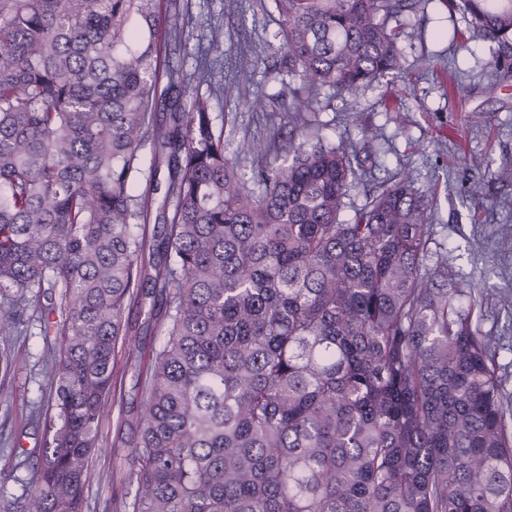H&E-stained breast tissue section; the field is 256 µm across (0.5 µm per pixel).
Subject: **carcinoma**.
Segmentation results:
<instances>
[{"instance_id":"obj_1","label":"carcinoma","mask_w":512,"mask_h":512,"mask_svg":"<svg viewBox=\"0 0 512 512\" xmlns=\"http://www.w3.org/2000/svg\"><path fill=\"white\" fill-rule=\"evenodd\" d=\"M258 4L278 14L292 103L246 99L272 129L243 143L261 161L247 179L211 65L159 88L184 0H0V336L31 308L58 338L60 420L0 512H86L105 404L137 367L119 365L126 312L147 298L163 342L126 422L135 494L112 512H512V402L474 284L429 254L407 173L341 218L362 161L314 116L323 95L355 116L403 69L391 22L416 0ZM446 4L512 55V0ZM223 45L209 23L208 52ZM145 147L167 170L151 237L132 192Z\"/></svg>"}]
</instances>
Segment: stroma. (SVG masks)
<instances>
[{
    "instance_id": "35a3bbf8",
    "label": "stroma",
    "mask_w": 512,
    "mask_h": 512,
    "mask_svg": "<svg viewBox=\"0 0 512 512\" xmlns=\"http://www.w3.org/2000/svg\"><path fill=\"white\" fill-rule=\"evenodd\" d=\"M212 20L224 25V53L214 67L237 76L241 91L237 98H215L213 113L224 127L227 156L249 175L256 164L241 147L268 129L245 106L244 97L259 91L270 110L285 107L278 16L256 7L241 15L229 0H192L190 16L180 21L187 38L167 50L170 66L193 71ZM404 21L402 71L359 96L357 117H348L338 101L322 108L318 118L330 141L353 142L364 161L363 185L350 192L347 207L363 204L365 186L393 181L402 171L410 172L416 188L428 196L434 209L431 247L446 253L449 267L476 285L480 307L475 324L482 335L495 337L502 390L512 398V183L477 180L479 173L512 158V57L493 66L496 44L465 38L463 15L449 12L445 0H421ZM255 40L269 43L265 59L244 53V45ZM450 72L460 74L464 96L449 95ZM367 127L375 138L364 136ZM10 343L20 364L10 376L0 377V469L15 472L8 490L17 494L32 466L18 464L12 442L18 437L26 448L42 447L53 411L44 341L32 313H24ZM125 413L116 397L109 399L88 479L90 512H105V502L133 497L121 446Z\"/></svg>"
}]
</instances>
